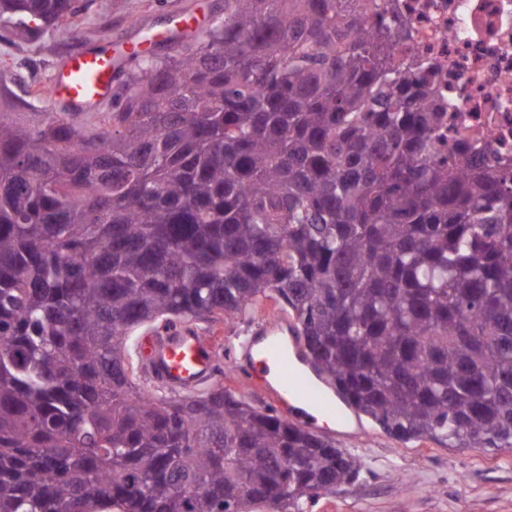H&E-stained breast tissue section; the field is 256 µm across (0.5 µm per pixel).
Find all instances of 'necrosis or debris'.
Returning <instances> with one entry per match:
<instances>
[{"mask_svg":"<svg viewBox=\"0 0 512 512\" xmlns=\"http://www.w3.org/2000/svg\"><path fill=\"white\" fill-rule=\"evenodd\" d=\"M358 21L392 22L389 64L420 67L447 106L445 147L477 142L512 167V0H372Z\"/></svg>","mask_w":512,"mask_h":512,"instance_id":"obj_1","label":"necrosis or debris"}]
</instances>
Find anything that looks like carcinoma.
I'll return each instance as SVG.
<instances>
[{
	"mask_svg": "<svg viewBox=\"0 0 512 512\" xmlns=\"http://www.w3.org/2000/svg\"><path fill=\"white\" fill-rule=\"evenodd\" d=\"M74 0H0L31 42ZM351 0H224L109 112L0 75V512H286L356 456L217 383L140 378L132 331L266 300L387 434L512 448V169Z\"/></svg>",
	"mask_w": 512,
	"mask_h": 512,
	"instance_id": "cac0c4a2",
	"label": "carcinoma"
}]
</instances>
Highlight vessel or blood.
<instances>
[{"label":"vessel or blood","instance_id":"1","mask_svg":"<svg viewBox=\"0 0 512 512\" xmlns=\"http://www.w3.org/2000/svg\"><path fill=\"white\" fill-rule=\"evenodd\" d=\"M203 15H175L151 35L152 42L173 46L195 34ZM134 46L110 47L72 54L50 84L53 102L67 112H92L112 96L116 74ZM145 368L164 387L191 392L215 375V348L198 333L176 329L144 337ZM239 364L253 382L283 406L305 408L306 425L336 414L338 402L331 382L317 374L303 355L287 320L266 321L246 342Z\"/></svg>","mask_w":512,"mask_h":512}]
</instances>
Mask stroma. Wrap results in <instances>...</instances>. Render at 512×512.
Masks as SVG:
<instances>
[{"label": "stroma", "mask_w": 512, "mask_h": 512, "mask_svg": "<svg viewBox=\"0 0 512 512\" xmlns=\"http://www.w3.org/2000/svg\"><path fill=\"white\" fill-rule=\"evenodd\" d=\"M217 0H76L70 23L48 31L38 42H14L0 29V73L17 89L47 87L69 55L109 44L142 43L147 32L178 12L214 16ZM278 313L264 302L244 317L207 325L217 346L226 390L257 406L274 400L238 367V344ZM360 462L358 477L316 502L301 500L303 512H512V450L451 448L430 440L403 442L350 415L330 435Z\"/></svg>", "instance_id": "1"}]
</instances>
